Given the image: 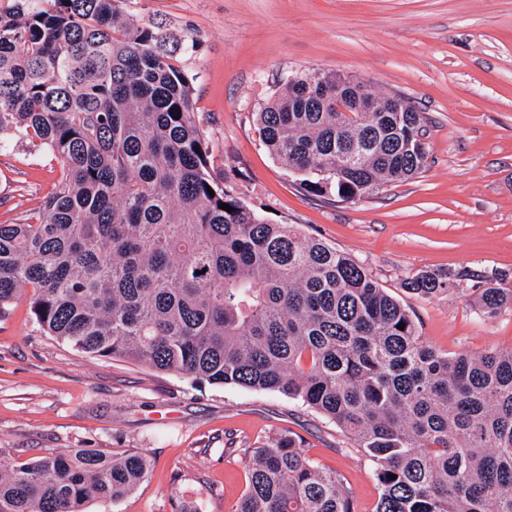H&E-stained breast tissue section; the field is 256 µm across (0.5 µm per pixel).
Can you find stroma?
I'll return each instance as SVG.
<instances>
[{"label":"stroma","mask_w":512,"mask_h":512,"mask_svg":"<svg viewBox=\"0 0 512 512\" xmlns=\"http://www.w3.org/2000/svg\"><path fill=\"white\" fill-rule=\"evenodd\" d=\"M134 23L191 45L180 56L212 175L274 224H294L362 264L448 354L512 348V308L475 314L473 295L420 298L421 272L470 270L512 289V0H118ZM333 72L411 100L428 160L414 178L338 203L299 189L262 144L255 113L292 73ZM60 167L17 139L0 142V224H17L55 188ZM292 431L374 512V470L321 415L273 391L197 384L47 336L26 299L0 318V464L69 448L145 453L132 492L83 512H228L254 448Z\"/></svg>","instance_id":"1"}]
</instances>
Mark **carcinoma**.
<instances>
[{"mask_svg":"<svg viewBox=\"0 0 512 512\" xmlns=\"http://www.w3.org/2000/svg\"><path fill=\"white\" fill-rule=\"evenodd\" d=\"M184 48L115 0H13L0 12V134L62 169L36 213L0 224V315L26 296L44 332L94 357L301 403L374 467V512H512V350L438 352L361 264L215 182ZM336 79L297 75L255 113L298 186L349 202L418 174L422 113L409 102L359 112L352 88L349 112L304 98ZM469 279L422 272L405 288L462 294ZM476 306L494 316L512 290L489 283ZM237 452L250 479L230 512H358L291 432ZM147 473L143 453L51 452L0 467V512H82Z\"/></svg>","mask_w":512,"mask_h":512,"instance_id":"1","label":"carcinoma"}]
</instances>
